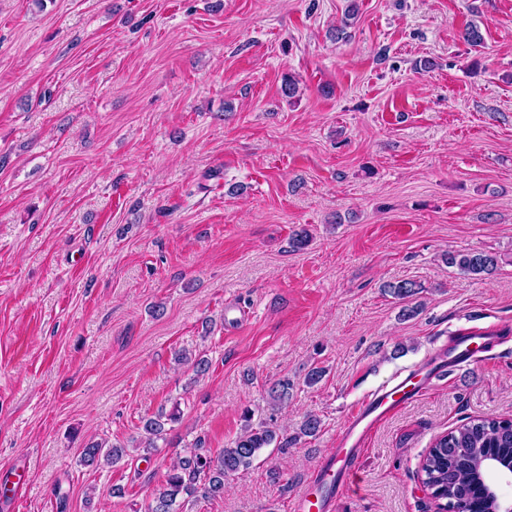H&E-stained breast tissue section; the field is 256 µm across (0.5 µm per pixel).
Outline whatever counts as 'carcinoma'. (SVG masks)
I'll list each match as a JSON object with an SVG mask.
<instances>
[{
	"mask_svg": "<svg viewBox=\"0 0 512 512\" xmlns=\"http://www.w3.org/2000/svg\"><path fill=\"white\" fill-rule=\"evenodd\" d=\"M446 262L462 274L480 277L493 275L499 266L497 255L482 252H450ZM383 289L405 302L403 317L413 318L418 314L419 305H410L408 301L418 294L420 284L401 280L388 282ZM292 389L293 384L287 379L274 384L270 390L273 405L288 401ZM319 427L320 421L310 416L301 425L299 433L281 439L273 427L247 425L232 445L215 457L191 451L167 472L163 485L155 490L146 512H177L180 495L188 498L197 495L219 497L224 494V479L249 468L259 450L275 442L280 448L291 447L302 437L315 436ZM144 431L143 448L152 451L164 431L162 417L146 419ZM122 454L123 450L116 445L104 449L92 443L83 449V461L90 465L103 457L115 462ZM485 458L512 463V419L471 420L437 438L421 465L424 482L433 488L437 499L448 501L451 512H495L496 502L484 494L480 485V463Z\"/></svg>",
	"mask_w": 512,
	"mask_h": 512,
	"instance_id": "obj_1",
	"label": "carcinoma"
}]
</instances>
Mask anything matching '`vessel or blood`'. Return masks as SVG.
<instances>
[{"label": "vessel or blood", "instance_id": "obj_1", "mask_svg": "<svg viewBox=\"0 0 512 512\" xmlns=\"http://www.w3.org/2000/svg\"><path fill=\"white\" fill-rule=\"evenodd\" d=\"M487 330L472 326L448 338L454 365L475 361L474 341L483 339ZM421 391L420 385L401 380L389 390L374 395L357 410L336 439L335 465L321 466L311 480V489L302 490L293 502L292 512H332L334 497L345 477L356 470L362 457V447L368 435L385 418L413 402Z\"/></svg>", "mask_w": 512, "mask_h": 512}]
</instances>
